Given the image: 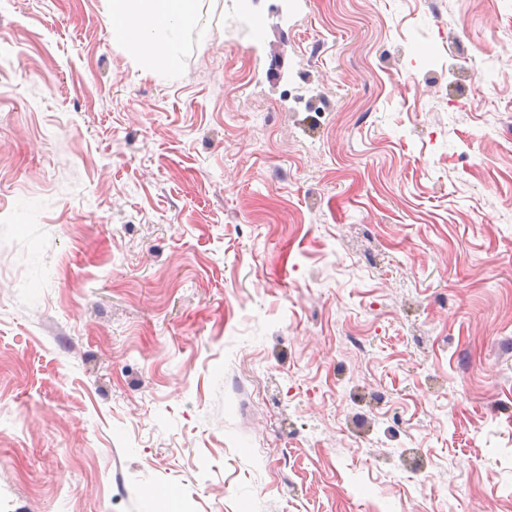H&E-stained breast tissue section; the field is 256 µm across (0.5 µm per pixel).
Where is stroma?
I'll use <instances>...</instances> for the list:
<instances>
[{"instance_id": "obj_1", "label": "stroma", "mask_w": 512, "mask_h": 512, "mask_svg": "<svg viewBox=\"0 0 512 512\" xmlns=\"http://www.w3.org/2000/svg\"><path fill=\"white\" fill-rule=\"evenodd\" d=\"M0 0V512H506L512 0ZM202 0H109L107 24L112 41L134 53L179 64V44L188 31L205 24Z\"/></svg>"}]
</instances>
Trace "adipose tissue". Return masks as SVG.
Returning <instances> with one entry per match:
<instances>
[{
  "mask_svg": "<svg viewBox=\"0 0 512 512\" xmlns=\"http://www.w3.org/2000/svg\"><path fill=\"white\" fill-rule=\"evenodd\" d=\"M202 0H109L107 24L114 42L132 52L158 59L173 69L179 64L180 40L204 25Z\"/></svg>",
  "mask_w": 512,
  "mask_h": 512,
  "instance_id": "obj_1",
  "label": "adipose tissue"
}]
</instances>
